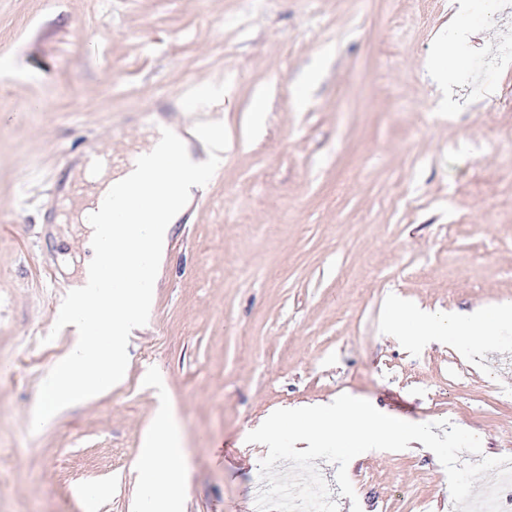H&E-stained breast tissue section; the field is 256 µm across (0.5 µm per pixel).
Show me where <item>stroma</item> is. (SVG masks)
<instances>
[{
  "instance_id": "obj_1",
  "label": "stroma",
  "mask_w": 512,
  "mask_h": 512,
  "mask_svg": "<svg viewBox=\"0 0 512 512\" xmlns=\"http://www.w3.org/2000/svg\"><path fill=\"white\" fill-rule=\"evenodd\" d=\"M453 2L0 0V512H82V484L105 487L97 512H139L164 397L185 512H253L268 448L247 434L342 394L476 434L471 462L512 456V330L470 348L392 322L396 300L463 317L512 303V0L477 4L495 45L460 40L456 112L428 70ZM183 103L224 153L172 229L127 381L33 429L86 256L59 214L68 177L89 145L124 152ZM347 474L338 512H455L427 448L371 450Z\"/></svg>"
}]
</instances>
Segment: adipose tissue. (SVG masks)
I'll return each mask as SVG.
<instances>
[{
    "label": "adipose tissue",
    "mask_w": 512,
    "mask_h": 512,
    "mask_svg": "<svg viewBox=\"0 0 512 512\" xmlns=\"http://www.w3.org/2000/svg\"><path fill=\"white\" fill-rule=\"evenodd\" d=\"M224 141L177 116L158 118L148 148L131 151L128 164L102 173V199L117 214L115 224H92L85 261L60 312L72 341L41 382L42 404L34 425L50 422L76 404L97 400L120 387L128 367L127 338L148 317L152 294L174 224L203 188L217 164ZM111 250L112 266H100L97 253ZM410 320L417 332H438L457 342H488L512 328V304L478 320L418 311ZM177 410L163 401L144 430L136 482L142 512H181L188 477Z\"/></svg>",
    "instance_id": "adipose-tissue-1"
}]
</instances>
